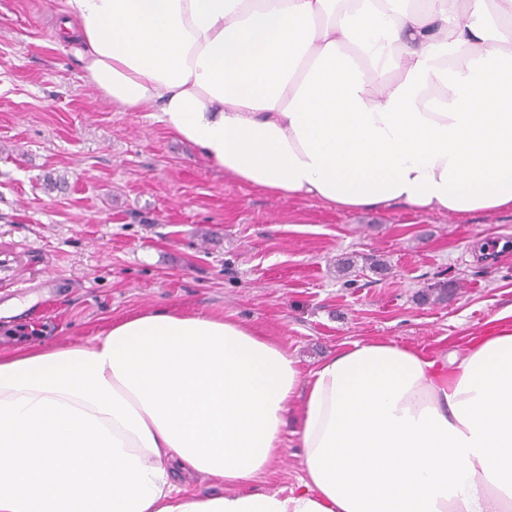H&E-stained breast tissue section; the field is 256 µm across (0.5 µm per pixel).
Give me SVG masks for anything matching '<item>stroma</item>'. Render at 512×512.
<instances>
[{
  "instance_id": "35a3bbf8",
  "label": "stroma",
  "mask_w": 512,
  "mask_h": 512,
  "mask_svg": "<svg viewBox=\"0 0 512 512\" xmlns=\"http://www.w3.org/2000/svg\"><path fill=\"white\" fill-rule=\"evenodd\" d=\"M56 9L0 0V330L25 337L0 353L176 308L232 317L309 371L359 340L462 354L512 307V210L342 211L240 183L87 84ZM302 474L290 435L255 487Z\"/></svg>"
}]
</instances>
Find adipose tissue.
I'll return each instance as SVG.
<instances>
[{
  "mask_svg": "<svg viewBox=\"0 0 512 512\" xmlns=\"http://www.w3.org/2000/svg\"><path fill=\"white\" fill-rule=\"evenodd\" d=\"M86 83L161 115L237 180L345 211L512 209V0H58ZM95 415L146 512H512V326L465 355L353 341L302 372L229 317L175 308L0 355V400ZM304 474L278 460L294 399ZM226 494L196 498L179 477ZM302 413L300 399H295L292 405V413L289 416L286 447L283 448L279 460L259 480L252 483L257 490L275 492L288 488L297 483L303 475L302 448L296 436L291 435V430L298 428ZM180 485L184 487L189 494L196 496H211L216 494H224L227 489L223 485L217 484L204 475H193L180 480Z\"/></svg>",
  "mask_w": 512,
  "mask_h": 512,
  "instance_id": "ef3b65f1",
  "label": "adipose tissue"
}]
</instances>
